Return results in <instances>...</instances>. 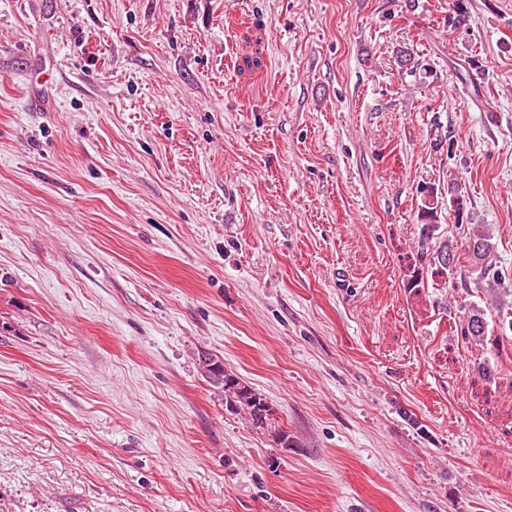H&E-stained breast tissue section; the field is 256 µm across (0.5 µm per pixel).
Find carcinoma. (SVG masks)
Segmentation results:
<instances>
[{"label":"carcinoma","mask_w":512,"mask_h":512,"mask_svg":"<svg viewBox=\"0 0 512 512\" xmlns=\"http://www.w3.org/2000/svg\"><path fill=\"white\" fill-rule=\"evenodd\" d=\"M452 12L455 25L464 27L469 24L471 16L467 0H452ZM421 194L423 197L417 210V222L421 225V236L424 242L433 244L431 264L443 274L453 270L457 260L453 250L448 247V241L438 233L440 216L435 190L430 188L421 191ZM448 197H450L448 212L454 215L455 223H471L472 212L466 197L453 186L448 187ZM467 247L474 264L477 265L479 279L487 284L486 292L492 296L506 293V289L498 287L502 281V274L486 262L494 250L492 234L482 228V225H474ZM487 332L488 321L485 310L479 306L473 307L462 320L461 335L475 341H482L487 336ZM198 360L208 381L224 391V405L227 410L246 415L255 428L263 429L268 426L272 412L259 393L239 377L225 370L224 362L218 357L203 351L199 353Z\"/></svg>","instance_id":"1"}]
</instances>
